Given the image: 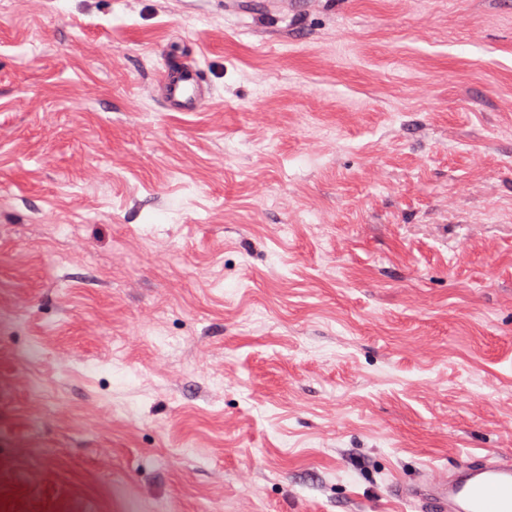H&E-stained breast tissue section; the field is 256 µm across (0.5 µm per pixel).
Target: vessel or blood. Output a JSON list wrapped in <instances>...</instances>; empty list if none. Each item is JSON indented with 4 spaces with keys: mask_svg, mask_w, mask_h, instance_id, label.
<instances>
[{
    "mask_svg": "<svg viewBox=\"0 0 512 512\" xmlns=\"http://www.w3.org/2000/svg\"><path fill=\"white\" fill-rule=\"evenodd\" d=\"M156 84L168 112H199L210 98L201 68L183 61L166 63ZM398 495L404 502L422 503L428 512H512V457H472Z\"/></svg>",
    "mask_w": 512,
    "mask_h": 512,
    "instance_id": "obj_1",
    "label": "vessel or blood"
}]
</instances>
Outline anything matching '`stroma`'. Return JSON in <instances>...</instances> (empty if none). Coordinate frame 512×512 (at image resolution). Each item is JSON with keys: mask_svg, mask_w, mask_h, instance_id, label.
Returning <instances> with one entry per match:
<instances>
[{"mask_svg": "<svg viewBox=\"0 0 512 512\" xmlns=\"http://www.w3.org/2000/svg\"><path fill=\"white\" fill-rule=\"evenodd\" d=\"M488 452L512 0H0V512H415ZM156 85L167 112H200L210 98L208 80L202 69L186 62L167 61Z\"/></svg>", "mask_w": 512, "mask_h": 512, "instance_id": "35a3bbf8", "label": "stroma"}]
</instances>
